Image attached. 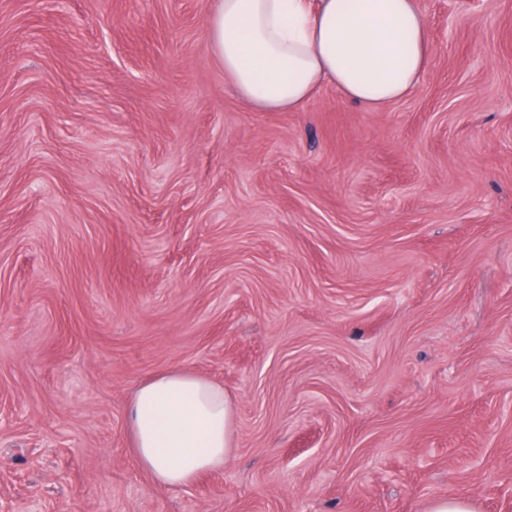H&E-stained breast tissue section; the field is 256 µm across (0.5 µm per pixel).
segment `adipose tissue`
Segmentation results:
<instances>
[{
  "label": "adipose tissue",
  "mask_w": 512,
  "mask_h": 512,
  "mask_svg": "<svg viewBox=\"0 0 512 512\" xmlns=\"http://www.w3.org/2000/svg\"><path fill=\"white\" fill-rule=\"evenodd\" d=\"M206 36L238 95L266 112L300 111L327 84L383 110L416 90L432 55L416 0H215ZM127 419L139 467L162 487L223 469L235 446L232 400L191 371L141 385Z\"/></svg>",
  "instance_id": "1"
}]
</instances>
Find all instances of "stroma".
<instances>
[{
    "label": "stroma",
    "instance_id": "1",
    "mask_svg": "<svg viewBox=\"0 0 512 512\" xmlns=\"http://www.w3.org/2000/svg\"><path fill=\"white\" fill-rule=\"evenodd\" d=\"M215 0H0V503L512 512V0H418L432 60L366 112H261ZM223 386V471L156 486L126 404Z\"/></svg>",
    "mask_w": 512,
    "mask_h": 512
}]
</instances>
